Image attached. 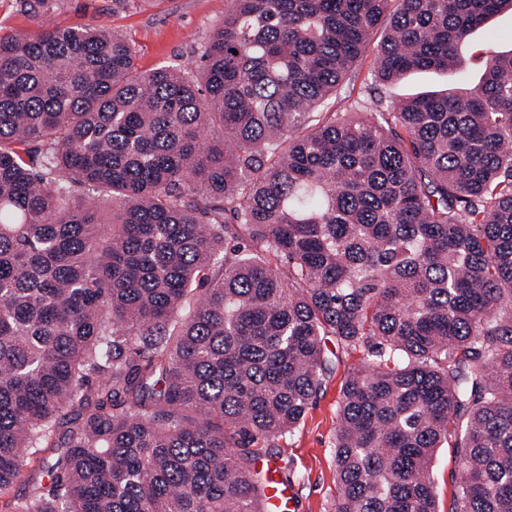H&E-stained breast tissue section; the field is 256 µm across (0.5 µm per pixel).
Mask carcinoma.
<instances>
[{
  "instance_id": "1",
  "label": "carcinoma",
  "mask_w": 512,
  "mask_h": 512,
  "mask_svg": "<svg viewBox=\"0 0 512 512\" xmlns=\"http://www.w3.org/2000/svg\"><path fill=\"white\" fill-rule=\"evenodd\" d=\"M512 0H229L190 68L103 26L0 36V512H260L257 446L358 349L336 512H512ZM97 193L87 202L76 187ZM488 41L493 42L500 51L512 48V12L503 11L488 23L479 27L472 37L473 48L465 56V65L461 73L450 74L437 71H418L402 80L384 86H378L379 93L386 100H399L427 91L446 88L450 85L475 84L483 74L480 60L475 53ZM375 66V52L373 47L361 57L354 66V73L352 80L342 91V94L337 97L330 99L328 105L321 109L319 112H351L350 104L353 103L357 98L369 97V89L367 84H370V73ZM350 95V98H346ZM460 476L461 468L455 459L454 450L447 445L438 448L432 462V477L436 509L439 512H451Z\"/></svg>"
}]
</instances>
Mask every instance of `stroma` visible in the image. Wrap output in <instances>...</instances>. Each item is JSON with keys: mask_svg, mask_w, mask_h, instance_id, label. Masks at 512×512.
<instances>
[{"mask_svg": "<svg viewBox=\"0 0 512 512\" xmlns=\"http://www.w3.org/2000/svg\"><path fill=\"white\" fill-rule=\"evenodd\" d=\"M226 0H0V36H34L53 26L100 25L129 43L139 73L163 66L195 64L210 32L222 24ZM474 49L465 56L461 73L418 71L381 86L380 95L399 100L450 85L474 84L483 74L475 50L485 43L512 49V12L504 11L479 27ZM330 370L300 425L279 439L275 461L293 491L288 512H336L339 489L334 462V438L342 385L360 362L361 352L329 342ZM461 476L453 449H437L432 477L438 512H451Z\"/></svg>", "mask_w": 512, "mask_h": 512, "instance_id": "1", "label": "stroma"}]
</instances>
